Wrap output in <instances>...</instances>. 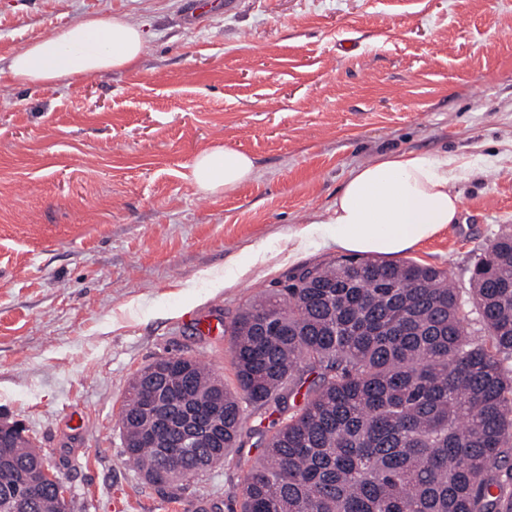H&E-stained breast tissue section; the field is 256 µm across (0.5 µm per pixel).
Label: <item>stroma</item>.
Wrapping results in <instances>:
<instances>
[{"label":"stroma","instance_id":"stroma-1","mask_svg":"<svg viewBox=\"0 0 512 512\" xmlns=\"http://www.w3.org/2000/svg\"><path fill=\"white\" fill-rule=\"evenodd\" d=\"M183 0H0V56L122 14L131 71L54 89L0 83V417L19 422L72 512H238L257 447L184 489L127 462L119 413L148 364L199 359L235 383L230 326L255 295L338 258L292 233L349 172L397 150L475 163L461 221L406 260L473 266L512 230V0H240L203 26ZM221 144L253 179L209 197L189 165Z\"/></svg>","mask_w":512,"mask_h":512}]
</instances>
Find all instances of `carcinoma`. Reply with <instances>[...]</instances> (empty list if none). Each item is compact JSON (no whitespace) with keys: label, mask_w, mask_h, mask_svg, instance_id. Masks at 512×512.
I'll use <instances>...</instances> for the list:
<instances>
[{"label":"carcinoma","mask_w":512,"mask_h":512,"mask_svg":"<svg viewBox=\"0 0 512 512\" xmlns=\"http://www.w3.org/2000/svg\"><path fill=\"white\" fill-rule=\"evenodd\" d=\"M469 314L447 274L348 255L302 268L233 319L231 388L201 361L168 357L130 382L120 414L128 460L176 489L249 440L240 512H512V234L479 256ZM303 397L300 404L289 400ZM275 429L245 428L248 409ZM217 418L220 441L188 440L180 416ZM0 512H70L44 462L4 434Z\"/></svg>","instance_id":"obj_1"}]
</instances>
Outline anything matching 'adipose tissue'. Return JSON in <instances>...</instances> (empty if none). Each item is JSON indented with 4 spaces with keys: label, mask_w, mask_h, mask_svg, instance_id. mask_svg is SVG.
I'll return each mask as SVG.
<instances>
[{
    "label": "adipose tissue",
    "mask_w": 512,
    "mask_h": 512,
    "mask_svg": "<svg viewBox=\"0 0 512 512\" xmlns=\"http://www.w3.org/2000/svg\"><path fill=\"white\" fill-rule=\"evenodd\" d=\"M147 48L140 25L121 15L81 18L32 41L0 66V79L18 86L54 88L105 73L133 69ZM468 163L448 153L415 150L380 155L353 169L323 215L297 233L300 244L329 242L337 250L396 257L459 223L455 186ZM246 152L213 145L190 164L201 193L230 192L252 180Z\"/></svg>",
    "instance_id": "1"
}]
</instances>
